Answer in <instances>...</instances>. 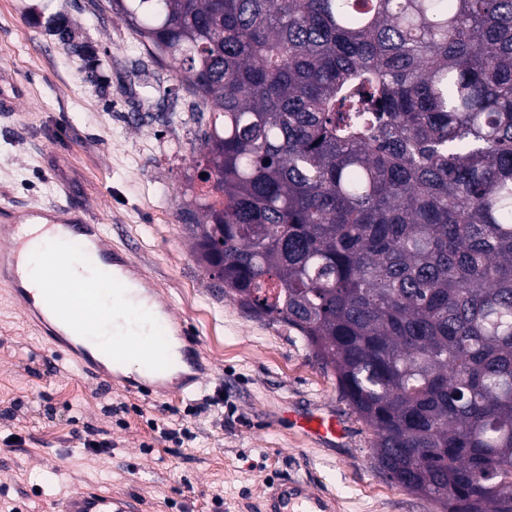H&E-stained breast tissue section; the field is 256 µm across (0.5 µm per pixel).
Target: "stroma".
<instances>
[{
  "label": "stroma",
  "instance_id": "obj_1",
  "mask_svg": "<svg viewBox=\"0 0 512 512\" xmlns=\"http://www.w3.org/2000/svg\"><path fill=\"white\" fill-rule=\"evenodd\" d=\"M98 0H0V205H73L130 250L201 340L213 369L192 394L155 396L79 374L0 289V512H52L83 489L142 512H263L271 482L305 477L336 512H436L376 465L373 436L299 334L225 297L184 229L198 144L178 81ZM71 32L63 42L49 16ZM160 89H150L153 80ZM179 112L167 123L163 113ZM336 413V447L308 441L286 408ZM112 442L98 455L87 435Z\"/></svg>",
  "mask_w": 512,
  "mask_h": 512
}]
</instances>
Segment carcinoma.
I'll return each mask as SVG.
<instances>
[{
	"instance_id": "obj_1",
	"label": "carcinoma",
	"mask_w": 512,
	"mask_h": 512,
	"mask_svg": "<svg viewBox=\"0 0 512 512\" xmlns=\"http://www.w3.org/2000/svg\"><path fill=\"white\" fill-rule=\"evenodd\" d=\"M188 96L197 262L438 512H512V0H103Z\"/></svg>"
}]
</instances>
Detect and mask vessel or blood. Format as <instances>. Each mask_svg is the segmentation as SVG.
Returning <instances> with one entry per match:
<instances>
[{"mask_svg":"<svg viewBox=\"0 0 512 512\" xmlns=\"http://www.w3.org/2000/svg\"><path fill=\"white\" fill-rule=\"evenodd\" d=\"M31 224L43 225L44 229L64 228L85 240L79 262L94 271L85 283L93 294L107 298L109 307L125 305V295L130 287H137L138 297L154 314V324L165 327V345H176L181 372L178 381H170L171 367L162 359L142 361L140 371L131 380L132 389L149 393L169 394L183 391L191 385L201 384L209 366L201 352L197 336L188 326L175 321L163 300L153 278L146 274L128 250L108 244L103 227L87 213L64 205H51L17 211L10 207L0 208V227L7 229L11 237L7 245L0 247V281L8 282L28 318L36 320L53 335L64 337L67 349L74 351L81 373L109 374L112 380H120L125 368V354L116 340L94 337L85 330L84 323L68 318L63 301L65 291L58 283L43 282L42 295L33 298L32 273L25 265L22 254L31 247L33 239L24 229ZM290 421L303 435L315 443L333 446L345 437V429L331 412L302 411L291 413ZM332 498L317 492L307 481L272 484L265 499L264 512H335ZM136 500L100 492H79L62 500L57 512H139Z\"/></svg>","mask_w":512,"mask_h":512,"instance_id":"1","label":"vessel or blood"}]
</instances>
